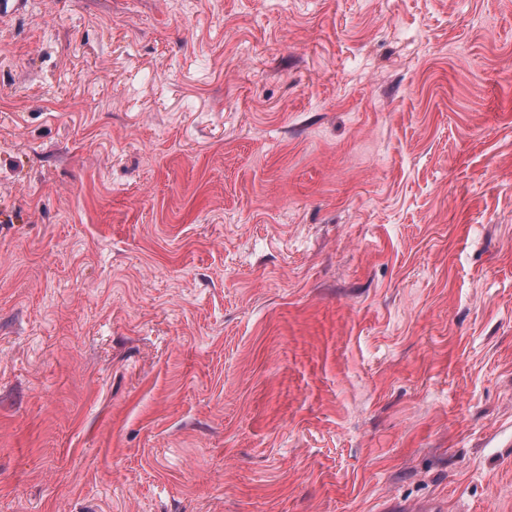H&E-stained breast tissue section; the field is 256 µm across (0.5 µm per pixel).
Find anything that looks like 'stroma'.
I'll return each instance as SVG.
<instances>
[{"label":"stroma","instance_id":"1","mask_svg":"<svg viewBox=\"0 0 512 512\" xmlns=\"http://www.w3.org/2000/svg\"><path fill=\"white\" fill-rule=\"evenodd\" d=\"M0 512H512V0L0 13Z\"/></svg>","mask_w":512,"mask_h":512}]
</instances>
